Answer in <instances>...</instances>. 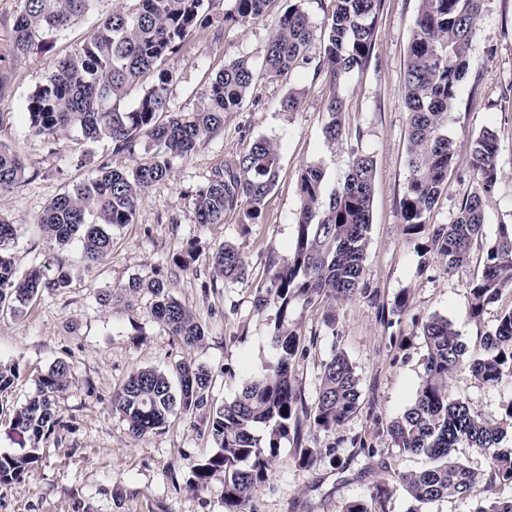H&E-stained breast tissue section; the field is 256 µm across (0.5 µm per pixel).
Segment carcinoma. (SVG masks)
I'll return each mask as SVG.
<instances>
[{
	"label": "carcinoma",
	"instance_id": "carcinoma-1",
	"mask_svg": "<svg viewBox=\"0 0 512 512\" xmlns=\"http://www.w3.org/2000/svg\"><path fill=\"white\" fill-rule=\"evenodd\" d=\"M98 2L24 0L11 33L10 56L30 53L41 35L67 30ZM272 2L234 0V6L224 11V24L261 20ZM302 2L292 0L267 41L263 64L269 78L286 75L305 57L313 40ZM382 2L334 0L325 22L327 37L318 70L332 90L323 129L329 144L344 135L342 100L336 88L344 75L369 65ZM481 4L482 0H419L402 91L409 119V177L399 203L405 231L412 239L422 240L418 252L436 255L447 272L469 265L474 248H482L481 271L468 284L467 315L474 321L512 288V224L498 225L495 237L484 241L486 215L501 173L494 131L485 129L472 141L476 187L463 197L453 221L432 224L430 216L454 167L448 115L469 73V51ZM213 5L214 0H119L102 16L90 38L48 64L44 82L26 104L33 135L51 140L73 129L86 144L107 139L113 152L130 156L144 139L154 146L147 159L131 168L98 164L89 177L54 197L38 218L49 244L66 246L75 239L84 261L102 260L112 251V228L133 222L146 191L170 177L172 161L192 156L203 141L223 129L225 113L243 106L256 79L254 66L245 58L216 74L197 110L185 114L168 109L172 73L166 62L194 30L208 24ZM150 72L157 74V80L142 88L134 108H123L121 102L129 90ZM279 168V146L256 139L247 153L215 168L208 183L196 192V222L222 224L225 215L237 209L249 220L258 218L277 183ZM25 171L19 154L0 144V193L16 188ZM323 180L318 164H309L300 173L294 248L288 258L269 261L267 282L256 297L258 309L276 308L269 336L271 357L247 378L235 398L212 405L211 372L186 360L176 364L174 379L155 368H139L112 396V408L138 438L162 432L178 415L206 411L215 450L200 460L187 486L202 492L211 480L222 478L224 512H244L252 492L269 480L282 440L293 439L299 463L310 466L317 456L302 444L303 427L333 432L360 409L359 378L341 351L325 363L313 404H307L292 383L293 367L308 351L291 320L295 306L314 308L368 292L365 263L374 161L369 155H352L344 181L328 196ZM16 235V225L0 216V312L21 317L43 292L68 287L69 278L61 269L53 277L38 267L19 273L11 253ZM210 261L215 277L223 281L247 279L244 256L231 243L215 247ZM142 289L153 297L152 318L185 348L204 339L202 325L161 279H133L102 301L120 300ZM421 336L428 350L424 377L409 406L387 429L401 452L426 458L420 470L402 476L408 495L428 505L467 497L478 484L488 491L512 486V451L498 449L512 433V398L500 404L495 418L486 419L449 393V381L459 373L488 385L512 379V308L499 315L494 329L483 336L482 352L475 356L467 353L454 323L444 316L424 320ZM71 379V365L55 361L39 377L36 395L15 409L14 428L29 436L33 448L22 455H0V483L22 479L38 460V444L61 423L55 401ZM259 428L264 435L256 434ZM460 447L488 456L487 469L481 473L470 469L456 455ZM389 495L386 485H378L371 494L377 510L357 501L346 512H386ZM476 512H512V498L489 497Z\"/></svg>",
	"mask_w": 512,
	"mask_h": 512
}]
</instances>
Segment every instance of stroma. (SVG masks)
Returning a JSON list of instances; mask_svg holds the SVG:
<instances>
[{
  "label": "stroma",
  "instance_id": "obj_1",
  "mask_svg": "<svg viewBox=\"0 0 512 512\" xmlns=\"http://www.w3.org/2000/svg\"><path fill=\"white\" fill-rule=\"evenodd\" d=\"M332 4L304 0L315 39L306 60L276 80L258 75L243 108L225 114L223 131L201 143L191 158L174 159L170 178L144 196L133 223L113 228L112 251L94 266L82 262L78 244H47L37 223L51 199L88 175L92 163L81 161L88 148L73 131L53 141L32 136L25 106L43 83L48 62L81 44L112 0H100L96 12L63 33L43 36L29 55L9 60L0 86V143L20 154L26 175L14 190L0 194V215L18 226L13 252L19 270L36 266L52 273L61 267L69 285L43 292L24 317L0 314V365L19 371L13 386L0 391V454L31 446L12 416L35 394L38 376L62 358L72 365L73 379L57 401L62 424L40 443L39 461L20 481L0 484V512H224L222 480H212L201 493L186 486L199 460L214 449L205 412L178 416L163 433L136 438L113 411L112 395L135 369L168 371L187 360L211 371L214 402L234 399L244 379L270 358L275 310L256 308L255 287L267 276L269 255L284 258L294 247L299 174L307 164H319L324 190L332 192L356 152L372 156L375 165L368 292L334 303V325L324 323L317 308L295 307L292 318L308 348L294 369V385L305 402L315 401L323 366L339 350L359 377L361 408L336 431L304 429L307 447L334 451L311 466H301L294 443L283 441L268 483L254 492L246 512H345L350 502L369 500L382 483L390 489L387 512H408L412 502L392 476L420 469L424 458L394 448L386 427L409 405L424 376L427 348L420 324L433 314L447 317L468 353L477 354L500 311L512 308V293H504L480 320L469 319L467 284L479 263L447 273L436 256L420 257L401 222L399 200L409 176L401 89L419 0H384L369 67L348 74L338 90L346 135L335 145L325 142L329 92L316 64ZM231 6V0H216L209 27L170 57L171 111L196 110L210 80L231 61L261 65L287 3L273 0L264 19L239 26L224 23ZM470 61L448 118L456 167L431 221L450 223L473 190L471 142L489 128L498 135L501 169L485 225L491 239L499 224L512 223V0H483ZM292 87L304 89L303 103L298 111H281L279 102ZM258 138L276 142L281 156L277 184L260 216L248 221L233 212L220 224L196 223V191L216 166L246 153ZM223 242L244 255L247 281L214 283L209 256ZM191 243L197 258L188 270H178L171 259ZM137 277L168 281L173 296L203 325L204 340L182 347L152 319L149 293L102 305L105 292L119 291ZM403 293L408 309L400 323L387 326L381 308ZM449 390L493 418L502 401L512 398V379L489 386L463 374Z\"/></svg>",
  "mask_w": 512,
  "mask_h": 512
}]
</instances>
